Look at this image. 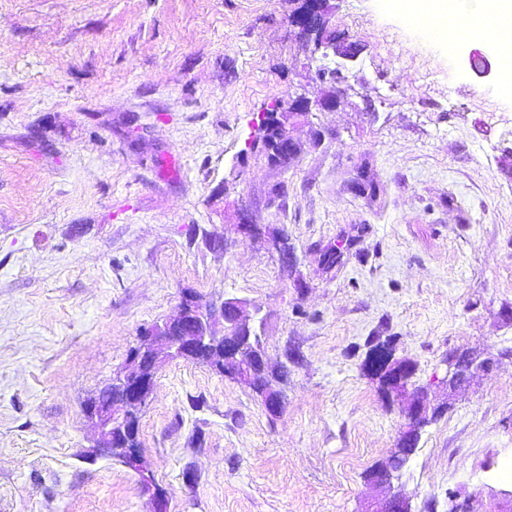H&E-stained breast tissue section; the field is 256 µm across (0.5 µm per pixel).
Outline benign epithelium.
Returning a JSON list of instances; mask_svg holds the SVG:
<instances>
[{
    "label": "benign epithelium",
    "instance_id": "7a95c632",
    "mask_svg": "<svg viewBox=\"0 0 512 512\" xmlns=\"http://www.w3.org/2000/svg\"><path fill=\"white\" fill-rule=\"evenodd\" d=\"M330 11L329 0H304L303 7L292 18V26L297 29L298 48L306 55L308 69L338 83L343 79L341 66L330 68L324 61L340 58L353 62L357 51L336 40L334 32L329 28ZM339 103L340 100L334 95L313 102L305 94L293 92L289 96L288 108H283L278 101L272 106L280 120L273 146L269 149L260 146V139L254 134L246 141L242 155L260 152L270 165H276L279 156L295 151L298 146V141L290 133V121L316 108L334 109ZM259 229L260 225L248 221L236 226L237 232L245 237L263 239L278 254L283 264L288 265L295 261L294 253L285 239L264 238ZM179 311L177 318L156 324L151 331L142 334L125 366L112 377L111 387L119 391L121 402L129 410L122 413L116 406H103L95 399L84 402L83 414L97 434L96 447L110 448L112 435H132L138 431L135 410L146 405L155 387V375L147 374L137 366L140 355L148 350L156 351V363L159 364L170 358H193L203 347L218 344L224 350L227 365L224 377L254 389L255 382L262 374V368L266 367V356L261 336L246 311L245 302L237 298H227L218 304H203L190 298L181 303ZM378 349L384 353L383 366H367L364 374L372 380L383 382L388 394L410 396V401L402 408L405 424L399 431L397 443H416L420 440L423 429L441 416L449 405L430 404V386L416 384L415 367L396 356V348L391 341L378 342ZM440 366L443 376L433 378V382L453 393L467 385L474 374L491 373L495 361L491 358L484 359L482 355L474 352L452 351L443 357ZM259 396L270 415L277 416L282 412L284 400L280 391L270 386L259 392ZM404 464L405 461L398 452L378 467L370 480L377 485L389 487L393 485V481L400 479ZM365 512H413V509L409 498L396 492L371 503Z\"/></svg>",
    "mask_w": 512,
    "mask_h": 512
}]
</instances>
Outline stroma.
Returning a JSON list of instances; mask_svg holds the SVG:
<instances>
[{"label": "stroma", "mask_w": 512, "mask_h": 512, "mask_svg": "<svg viewBox=\"0 0 512 512\" xmlns=\"http://www.w3.org/2000/svg\"><path fill=\"white\" fill-rule=\"evenodd\" d=\"M335 3L362 52L344 102L291 126L305 149L284 172L238 154L275 101L333 89L298 50L302 0H0V512H153L81 405L186 289L258 312L288 384L273 417L207 367L161 364L139 440L168 512L384 497L366 473L402 404L361 369L371 336L423 384L452 350L497 354L398 486L415 512H512V476L489 468L512 461V98L470 69L482 42L451 55L386 0ZM364 170L372 202L352 189ZM245 218L284 230L295 273L237 233Z\"/></svg>", "instance_id": "1"}]
</instances>
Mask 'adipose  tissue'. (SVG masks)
I'll use <instances>...</instances> for the list:
<instances>
[{"mask_svg": "<svg viewBox=\"0 0 512 512\" xmlns=\"http://www.w3.org/2000/svg\"><path fill=\"white\" fill-rule=\"evenodd\" d=\"M413 25H425L449 52L473 40L496 55L497 89L512 95V0H391Z\"/></svg>", "mask_w": 512, "mask_h": 512, "instance_id": "1", "label": "adipose tissue"}]
</instances>
